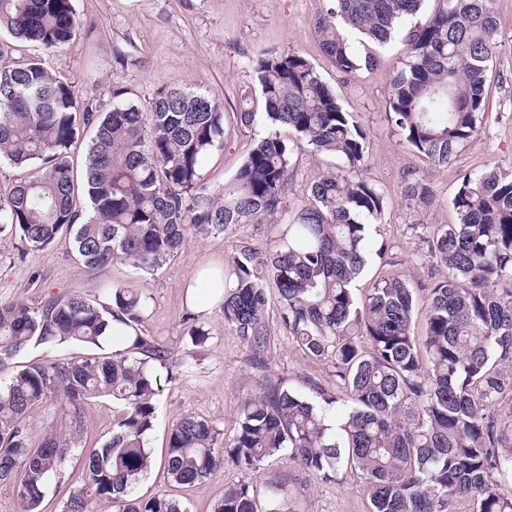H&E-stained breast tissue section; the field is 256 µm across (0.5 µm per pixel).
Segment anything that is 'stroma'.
Segmentation results:
<instances>
[{
    "mask_svg": "<svg viewBox=\"0 0 512 512\" xmlns=\"http://www.w3.org/2000/svg\"><path fill=\"white\" fill-rule=\"evenodd\" d=\"M72 4L81 22L73 44L50 52L26 44L15 48V56L42 57L53 74L75 87L81 100L105 109L111 108L116 89L123 90L125 101L137 105L164 87L188 86L215 97L224 107V145L214 149L202 167V177L212 192L221 191L231 180L257 136L235 118L242 103L259 98L251 60L270 51L306 55L367 133L364 173L388 199L379 239L387 246L386 259L392 261L394 271L419 283L439 275L426 257L421 222L455 223L451 201L465 173L493 163L512 173V0H494L493 4L501 23V44L487 73L486 119L479 132L461 146L455 160L440 167L425 162L387 121L390 78L405 60L401 41L377 50L376 66L350 78L321 55L314 22L334 7V0H72ZM293 162L289 185L293 203L303 200L315 180L336 168L332 156L303 149L295 150ZM411 177L431 183L435 207L430 216L410 207L400 194L402 184ZM278 233L272 224H241L209 238L190 231L161 268L146 272L118 264L103 277L76 263L69 234H60L48 249L31 251L18 235L8 230L0 233V303L34 307L54 294L101 301L106 297L103 283L109 280L146 296L147 334L174 347L181 358L176 380L163 385L148 436L152 466L135 488L138 496L149 498L168 489L188 512H213L225 487L242 480L241 472L227 467L193 487L173 489L167 482L164 458L172 427L188 414L208 420L224 437H231L240 403L256 385L245 345L225 325L212 284L197 279V272L224 268L242 245L269 250ZM190 285L204 308L198 315L186 303ZM267 293L271 374L300 390L313 381L335 392L338 379L330 363L303 354L281 327L277 289L268 288ZM194 325L206 330L204 345H192L189 330ZM121 411V404L108 397L88 401L84 406L85 447L94 448L107 440ZM264 477L292 485L300 512L369 509L363 485L355 477L340 485L325 483L284 458L269 462Z\"/></svg>",
    "mask_w": 512,
    "mask_h": 512,
    "instance_id": "35a3bbf8",
    "label": "stroma"
}]
</instances>
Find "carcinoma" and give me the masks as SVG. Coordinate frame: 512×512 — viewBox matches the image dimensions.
<instances>
[{"label":"carcinoma","mask_w":512,"mask_h":512,"mask_svg":"<svg viewBox=\"0 0 512 512\" xmlns=\"http://www.w3.org/2000/svg\"><path fill=\"white\" fill-rule=\"evenodd\" d=\"M424 2L336 0L314 24L320 50L353 76L376 55L358 56L344 31L384 47ZM79 29L72 0H0V30L16 42L52 50L73 43ZM499 30L492 0H436L404 32L406 60L390 82L388 119L435 166L448 164L482 125ZM252 67L262 111L242 108L237 120L263 132L215 194L201 177L204 158L224 141L214 97L163 88L143 109L116 90L112 109L101 112L41 60L8 58L0 48V157L30 168L0 194V224L17 229L33 251L68 232L82 267L97 274L117 262L159 268L189 230L210 237L238 224L281 225L273 249L242 246L224 268V323L249 352L256 391L226 440L193 415L172 428L164 462L171 486L192 487L226 466L256 475L285 456L324 482L360 474L369 512H512L498 484L512 470V174L497 165L465 174L452 199L457 222L422 225L427 258L445 276L425 285L386 270L360 295L371 229L387 207L384 191L363 175L366 132L305 55L264 52ZM81 123L95 134L79 181L69 151ZM299 146L331 154L339 166L292 204ZM401 194L421 212L434 208L424 178L405 182ZM270 282L283 328L305 355L331 363L336 393L311 382L313 399L268 374ZM423 292L428 306L418 330ZM146 307L138 292L112 285L105 302L57 294L34 308L0 304V486L13 489L22 512H41L48 476L62 474L81 447L83 405L102 396L123 413L110 438L81 452L64 512H188L168 494H134L152 463L147 438L161 380L175 379L179 365L171 346L146 334ZM114 320L128 329L119 352L14 363L31 346L101 350ZM54 401L56 422L33 439L23 416ZM213 512H297L296 497L280 482L265 483L262 493L242 480L224 489Z\"/></svg>","instance_id":"obj_1"}]
</instances>
